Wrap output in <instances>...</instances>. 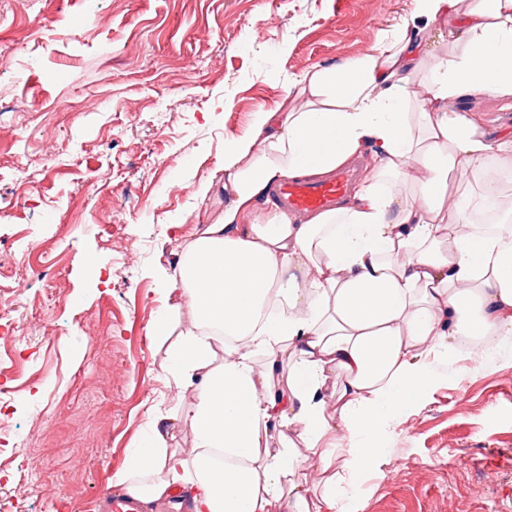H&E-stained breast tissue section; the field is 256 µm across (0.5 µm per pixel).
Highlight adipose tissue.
<instances>
[{
	"label": "adipose tissue",
	"mask_w": 512,
	"mask_h": 512,
	"mask_svg": "<svg viewBox=\"0 0 512 512\" xmlns=\"http://www.w3.org/2000/svg\"><path fill=\"white\" fill-rule=\"evenodd\" d=\"M431 25L449 28L447 58L427 49ZM466 98L512 105V0H411L369 52L306 70L225 144L224 216L174 225L175 303L148 333L189 309L166 373L192 402L130 452L128 493L181 490L189 512H354L377 431L432 385L433 360L458 336L512 335V202L491 176L512 168V131L488 137ZM368 146L376 168L347 205L257 216L280 181L333 174ZM447 167L470 185L450 205ZM493 200L502 216L478 231ZM180 421L184 453L168 446Z\"/></svg>",
	"instance_id": "ef3b65f1"
}]
</instances>
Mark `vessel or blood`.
Returning <instances> with one entry per match:
<instances>
[{"mask_svg":"<svg viewBox=\"0 0 512 512\" xmlns=\"http://www.w3.org/2000/svg\"><path fill=\"white\" fill-rule=\"evenodd\" d=\"M351 180L352 174L347 170L326 180H287L279 184L275 199L294 211H327L333 209L347 193Z\"/></svg>","mask_w":512,"mask_h":512,"instance_id":"obj_1","label":"vessel or blood"}]
</instances>
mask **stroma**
Listing matches in <instances>:
<instances>
[{"mask_svg":"<svg viewBox=\"0 0 512 512\" xmlns=\"http://www.w3.org/2000/svg\"><path fill=\"white\" fill-rule=\"evenodd\" d=\"M410 0H0V512H104L148 423L181 413L174 224L228 202L224 143L308 68L368 52ZM181 187L178 196L170 185ZM48 265L25 295L15 267ZM379 431L361 512H512V338L456 346ZM53 463L20 480V460Z\"/></svg>","mask_w":512,"mask_h":512,"instance_id":"obj_1","label":"stroma"}]
</instances>
